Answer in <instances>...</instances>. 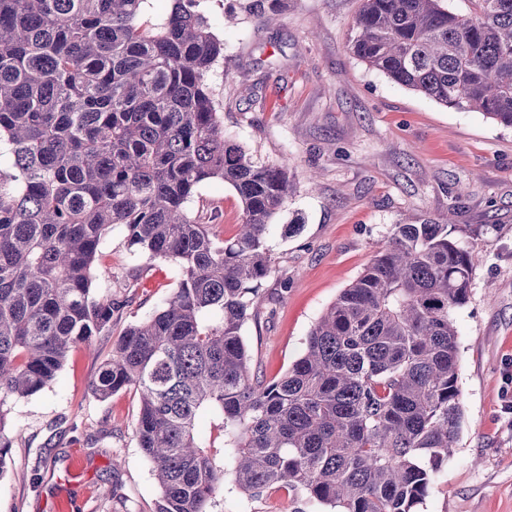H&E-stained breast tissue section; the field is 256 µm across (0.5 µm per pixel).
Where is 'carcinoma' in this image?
<instances>
[{
    "instance_id": "obj_1",
    "label": "carcinoma",
    "mask_w": 512,
    "mask_h": 512,
    "mask_svg": "<svg viewBox=\"0 0 512 512\" xmlns=\"http://www.w3.org/2000/svg\"><path fill=\"white\" fill-rule=\"evenodd\" d=\"M147 0H0V475L5 410L55 379L70 349L112 330L96 297L101 241L176 262L172 297L132 324L91 381L140 392L135 434L161 489L156 512H219L224 477L257 497L300 493L336 512H415L462 419L453 311L477 254L453 224L393 225L279 378H255L243 341L272 269L271 220L288 165L224 138L207 77L224 58L200 0L160 22ZM282 0H243L265 23ZM361 0L349 50L455 110L512 128V0ZM220 179L243 204L224 240L186 207ZM208 416L217 435L204 437Z\"/></svg>"
}]
</instances>
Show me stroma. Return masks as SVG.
<instances>
[{
    "label": "stroma",
    "instance_id": "obj_1",
    "mask_svg": "<svg viewBox=\"0 0 512 512\" xmlns=\"http://www.w3.org/2000/svg\"><path fill=\"white\" fill-rule=\"evenodd\" d=\"M224 58L208 83L226 137L262 165H287L293 192L266 237L272 272L243 330L259 376H281L310 329L387 241L398 220L473 225L468 302L458 331L463 417L456 446L416 512H512V128L397 85L348 50L359 0H286L268 25L238 16L239 0H201ZM461 208L450 211L455 194ZM234 238L236 191L201 183L187 204ZM303 227L285 236L283 226ZM180 268L131 248L124 225L100 245L97 294L123 306L93 349L77 346L41 391L10 400L12 441L0 470V512H155L161 492L135 437L139 394L99 399L90 383L126 328L172 296ZM224 512H323L296 493L245 495L224 479Z\"/></svg>",
    "mask_w": 512,
    "mask_h": 512
}]
</instances>
